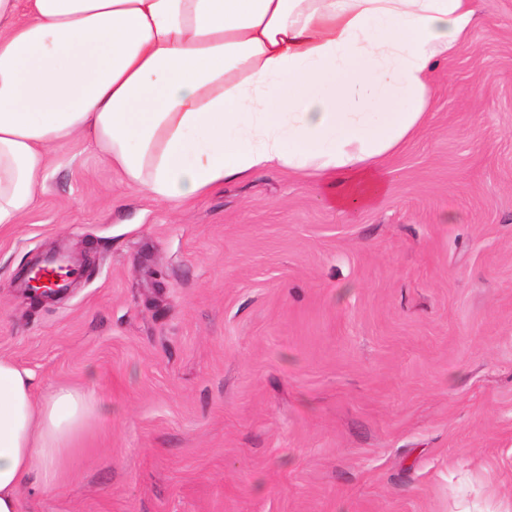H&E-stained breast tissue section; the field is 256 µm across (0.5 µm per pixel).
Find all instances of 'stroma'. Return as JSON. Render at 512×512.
<instances>
[{"instance_id":"obj_1","label":"stroma","mask_w":512,"mask_h":512,"mask_svg":"<svg viewBox=\"0 0 512 512\" xmlns=\"http://www.w3.org/2000/svg\"><path fill=\"white\" fill-rule=\"evenodd\" d=\"M475 6L370 209L283 167L174 207L50 147L0 356L99 411L26 512H512V0ZM59 247L77 283L29 298Z\"/></svg>"}]
</instances>
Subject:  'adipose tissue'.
Segmentation results:
<instances>
[{
  "label": "adipose tissue",
  "mask_w": 512,
  "mask_h": 512,
  "mask_svg": "<svg viewBox=\"0 0 512 512\" xmlns=\"http://www.w3.org/2000/svg\"><path fill=\"white\" fill-rule=\"evenodd\" d=\"M474 0H0V229L22 223L48 149L82 137L162 203L280 166L338 212L387 191L381 162L428 123V75ZM92 393L36 397L0 357V512H24L94 417Z\"/></svg>",
  "instance_id": "1"
}]
</instances>
